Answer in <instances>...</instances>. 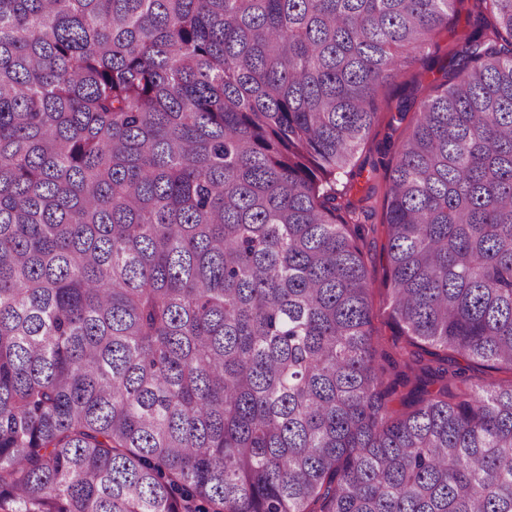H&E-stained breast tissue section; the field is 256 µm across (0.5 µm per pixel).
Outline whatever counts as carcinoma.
<instances>
[{"instance_id": "cac0c4a2", "label": "carcinoma", "mask_w": 512, "mask_h": 512, "mask_svg": "<svg viewBox=\"0 0 512 512\" xmlns=\"http://www.w3.org/2000/svg\"><path fill=\"white\" fill-rule=\"evenodd\" d=\"M457 2L0 0V512H512V0L385 94ZM390 112H380L376 121L372 125L367 137L362 144L360 150L356 153L354 164L356 167L364 166V177L361 180V186H365V177L369 175L372 165H377V171L373 173L370 184L378 185L377 203L375 210L369 219V223L376 224L379 228L376 234H370L360 242V247L370 275L374 280V326L378 335L384 336L386 339L397 338L395 329L388 319L389 308L386 300V252L388 248V239L383 231L381 224L385 220V210L383 208V192L385 189V170L380 165V161L388 162L393 154L392 147H389V136L392 135L390 122L395 126L397 122H392ZM367 185V186H368Z\"/></svg>"}]
</instances>
